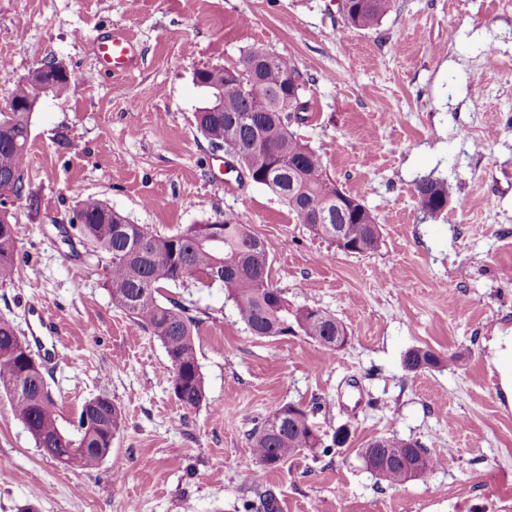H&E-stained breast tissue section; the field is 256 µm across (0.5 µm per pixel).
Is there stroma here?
<instances>
[{
  "instance_id": "35a3bbf8",
  "label": "stroma",
  "mask_w": 512,
  "mask_h": 512,
  "mask_svg": "<svg viewBox=\"0 0 512 512\" xmlns=\"http://www.w3.org/2000/svg\"><path fill=\"white\" fill-rule=\"evenodd\" d=\"M340 0H0V107L37 66L62 63L70 85L32 117L14 281L0 317L20 336L51 315L56 360L40 366L60 426L108 393L126 417L92 470L59 463L0 395V512H240L262 485L281 512H512V404L490 347L512 333V0H395L371 30L346 27ZM123 31L139 60L98 68L94 38ZM283 58L308 82L293 126L381 227L379 251L347 254L315 235L271 189L228 167L196 130L197 70L249 50ZM454 187L424 219L414 184ZM95 196L171 234L247 213L291 307L340 320L336 352L301 335L257 337L220 286L168 285L163 302L199 321L206 405L187 410L150 332L113 307L108 258L57 230ZM440 362L418 374L405 353ZM311 411L349 441L279 468L255 460L249 432L279 406ZM419 442L444 463L392 487L358 452L371 439Z\"/></svg>"
}]
</instances>
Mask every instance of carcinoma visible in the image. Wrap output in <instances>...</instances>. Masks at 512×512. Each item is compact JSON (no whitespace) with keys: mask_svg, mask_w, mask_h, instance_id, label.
<instances>
[{"mask_svg":"<svg viewBox=\"0 0 512 512\" xmlns=\"http://www.w3.org/2000/svg\"><path fill=\"white\" fill-rule=\"evenodd\" d=\"M394 8V0H346L345 25L371 30ZM255 51L250 50L233 66L197 71L194 78L206 97L195 113L198 132L213 148L235 141L240 150L272 164L278 193L303 224L318 231L312 216L314 206L332 199V223L346 226L347 243L356 254L377 250L382 236L370 233L376 215L352 193L338 187L325 171L320 154L311 150L270 109L289 104L308 110L303 100L305 79L297 70L286 77L288 63L268 54L261 71L263 93L249 92L248 79ZM42 74L59 96L68 86L61 65L46 64ZM224 89V111L211 112L212 87ZM36 87L26 80L14 84L10 99L15 112L0 110V174L13 181L0 184V206L23 194L27 182V151L31 135L32 105ZM415 193L424 215L435 219L448 206L453 187L444 180L423 178ZM109 258L107 287L112 306L125 312L138 327L160 341L170 361L169 384L181 407L191 410L207 402L199 364L195 332L199 320L183 308L160 300L164 285L194 277L201 284L224 288L241 322L258 337L301 334L328 351L336 347V318L325 311L293 309L270 276L271 261L266 244L250 233L241 215L211 224H192L171 235H161L144 224H135L115 212L105 201L87 196L80 200L69 226H57L62 241L71 243L70 230ZM19 228L15 218L0 212V285L13 281L18 267ZM0 393L11 401L15 416L25 425L36 447L55 460L83 470L96 468L110 453L112 440L124 425L121 408L105 393L83 406L76 433L64 432L54 411V402L44 377L32 363L28 343L17 335L13 323L0 318ZM384 446L370 442L359 449L366 469L390 486L423 478L442 465L417 443L394 436L382 437ZM254 458L266 469L279 468L293 455H312L325 447L309 412L293 403L284 404L250 433ZM244 512H281L270 488L256 486L253 498L243 502Z\"/></svg>","mask_w":512,"mask_h":512,"instance_id":"1","label":"carcinoma"}]
</instances>
